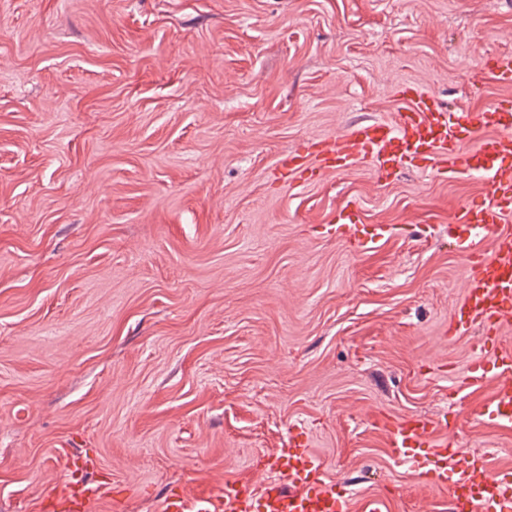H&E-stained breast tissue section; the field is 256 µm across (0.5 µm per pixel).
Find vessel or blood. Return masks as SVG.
I'll return each instance as SVG.
<instances>
[{
	"label": "vessel or blood",
	"mask_w": 512,
	"mask_h": 512,
	"mask_svg": "<svg viewBox=\"0 0 512 512\" xmlns=\"http://www.w3.org/2000/svg\"><path fill=\"white\" fill-rule=\"evenodd\" d=\"M495 80L512 85V55L493 56L486 64ZM403 106L393 121H372L345 129L330 139L288 153V169L298 174L341 170L361 160L372 162L379 178L387 179L404 167L447 177L479 176L488 196L456 211L449 228L467 240L468 265L458 310L465 326H478L491 346L499 367L490 402L482 415L496 424H512V349L500 338L504 323L512 321V232L504 224L512 218V100L491 107H445L413 84L401 86ZM468 136L473 147L460 145ZM357 214L344 209L337 228L367 250L383 239L387 226L379 224L361 233ZM489 238L492 251L483 253L481 240ZM453 424L447 413L436 418L408 416L387 421L383 427L390 458L409 464L431 487L448 488L449 512H512V469L489 472L484 455L452 447L443 435ZM68 476L61 491L46 494L54 512H86L102 499V484L75 480L89 469L91 460L70 454ZM270 476L256 484L228 477L215 489L192 492L175 486L160 512H349L348 501L330 478L307 434L294 428L286 444L265 457Z\"/></svg>",
	"instance_id": "b4317fda"
}]
</instances>
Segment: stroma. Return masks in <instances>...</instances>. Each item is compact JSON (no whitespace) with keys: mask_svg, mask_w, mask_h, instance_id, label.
Returning a JSON list of instances; mask_svg holds the SVG:
<instances>
[{"mask_svg":"<svg viewBox=\"0 0 512 512\" xmlns=\"http://www.w3.org/2000/svg\"><path fill=\"white\" fill-rule=\"evenodd\" d=\"M499 53L512 0H0V512H40L64 448L108 484L91 512L257 483L295 425L349 499L444 512L378 425L444 409L454 447L512 468V426L476 416L496 367L462 383L481 331L443 336L448 218L485 184L282 163L392 120L407 82L512 97L480 68ZM348 204L392 234L337 237Z\"/></svg>","mask_w":512,"mask_h":512,"instance_id":"35a3bbf8","label":"stroma"}]
</instances>
